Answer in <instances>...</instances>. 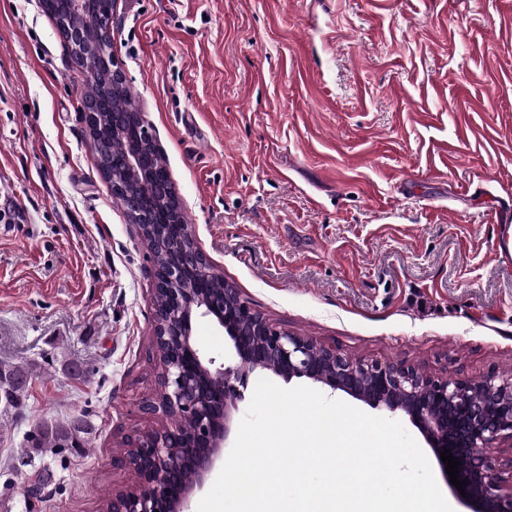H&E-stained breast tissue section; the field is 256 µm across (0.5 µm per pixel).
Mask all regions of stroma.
I'll use <instances>...</instances> for the list:
<instances>
[{
    "label": "stroma",
    "instance_id": "stroma-1",
    "mask_svg": "<svg viewBox=\"0 0 512 512\" xmlns=\"http://www.w3.org/2000/svg\"><path fill=\"white\" fill-rule=\"evenodd\" d=\"M112 53L195 243L276 326L361 361L512 370V0H118ZM84 75L41 0H0V512H103L169 426L153 265L99 174ZM81 368L69 375L67 365ZM85 448L22 464L34 427Z\"/></svg>",
    "mask_w": 512,
    "mask_h": 512
}]
</instances>
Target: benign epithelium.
<instances>
[{"instance_id": "7a95c632", "label": "benign epithelium", "mask_w": 512, "mask_h": 512, "mask_svg": "<svg viewBox=\"0 0 512 512\" xmlns=\"http://www.w3.org/2000/svg\"><path fill=\"white\" fill-rule=\"evenodd\" d=\"M203 261L200 252L187 250L168 273L154 277L155 290L167 293L182 317L175 325L161 317L155 322L161 395L145 399L140 411H161L172 425L148 438H128L119 462L134 472L136 484L112 496V512H190L194 492L224 456L235 402L257 373L304 378L374 410L408 417L435 456L448 449L460 461L458 478L467 482L461 502L468 512H512V484H501L489 454L494 445L512 441V371L465 381L403 364L355 362L334 346L273 325L238 296L193 298L180 281L185 269ZM199 318L224 330L235 363L217 366L203 355L194 336ZM208 379L224 385V396L210 393Z\"/></svg>"}]
</instances>
